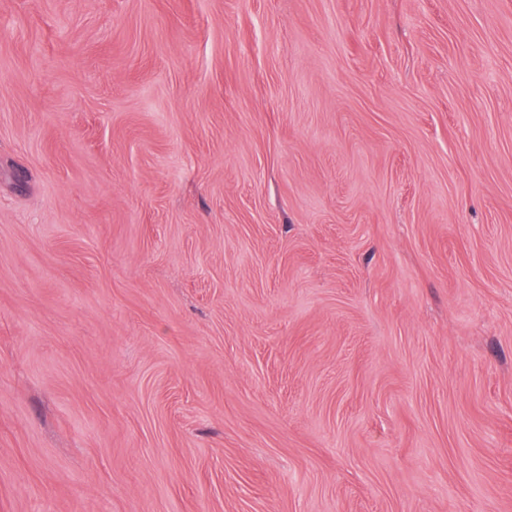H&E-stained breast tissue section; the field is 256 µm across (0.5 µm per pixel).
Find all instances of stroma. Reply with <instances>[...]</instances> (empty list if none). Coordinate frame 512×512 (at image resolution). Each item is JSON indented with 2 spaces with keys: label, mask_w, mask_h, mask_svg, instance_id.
<instances>
[{
  "label": "stroma",
  "mask_w": 512,
  "mask_h": 512,
  "mask_svg": "<svg viewBox=\"0 0 512 512\" xmlns=\"http://www.w3.org/2000/svg\"><path fill=\"white\" fill-rule=\"evenodd\" d=\"M0 512H512V0H0Z\"/></svg>",
  "instance_id": "35a3bbf8"
}]
</instances>
